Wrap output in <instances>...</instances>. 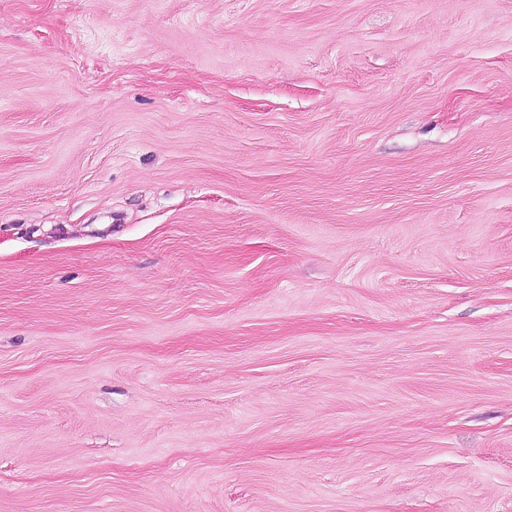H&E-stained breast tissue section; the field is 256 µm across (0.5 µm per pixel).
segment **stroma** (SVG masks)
<instances>
[{"label": "stroma", "instance_id": "stroma-1", "mask_svg": "<svg viewBox=\"0 0 512 512\" xmlns=\"http://www.w3.org/2000/svg\"><path fill=\"white\" fill-rule=\"evenodd\" d=\"M0 512H512V0H0Z\"/></svg>", "mask_w": 512, "mask_h": 512}]
</instances>
